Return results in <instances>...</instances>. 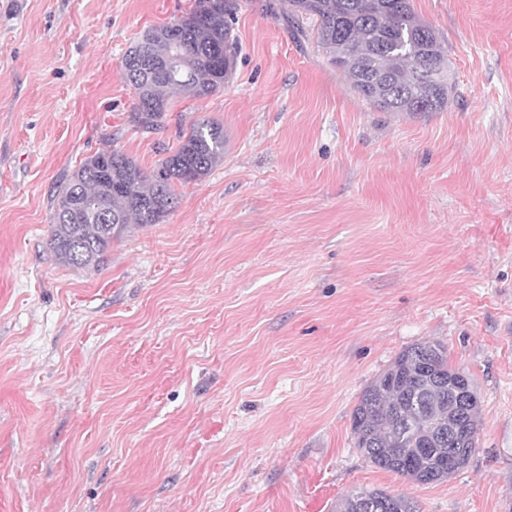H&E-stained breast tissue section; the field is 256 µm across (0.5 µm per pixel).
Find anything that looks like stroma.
Returning <instances> with one entry per match:
<instances>
[{
    "instance_id": "obj_1",
    "label": "stroma",
    "mask_w": 512,
    "mask_h": 512,
    "mask_svg": "<svg viewBox=\"0 0 512 512\" xmlns=\"http://www.w3.org/2000/svg\"><path fill=\"white\" fill-rule=\"evenodd\" d=\"M193 0H0V512H512V0H413L448 104L362 100L285 0H236V68L152 132L122 58ZM224 157L99 266L55 261V190L103 149L146 172L182 127ZM442 343L478 449L418 484L352 414L405 348ZM404 495H391L379 489L354 491L342 498L339 512H416Z\"/></svg>"
}]
</instances>
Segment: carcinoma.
I'll return each instance as SVG.
<instances>
[{
    "label": "carcinoma",
    "instance_id": "obj_1",
    "mask_svg": "<svg viewBox=\"0 0 512 512\" xmlns=\"http://www.w3.org/2000/svg\"><path fill=\"white\" fill-rule=\"evenodd\" d=\"M297 30L312 34L363 99L385 112H438L448 85L432 86L423 72L448 77L438 35L412 0H286ZM232 0H194L191 9L149 28L127 51L123 76L134 90L131 122L145 131L163 125L179 99L208 97L236 65ZM224 157V127L196 121L149 175L117 148L87 158L58 187L50 250L69 266H99L112 239L132 224H158L174 208L175 184L201 180ZM457 369L439 343L404 349L362 393L353 411L356 447L369 463L420 484L449 477L448 433H478L479 404L454 408ZM339 512H416L403 495L354 491Z\"/></svg>",
    "mask_w": 512,
    "mask_h": 512
}]
</instances>
